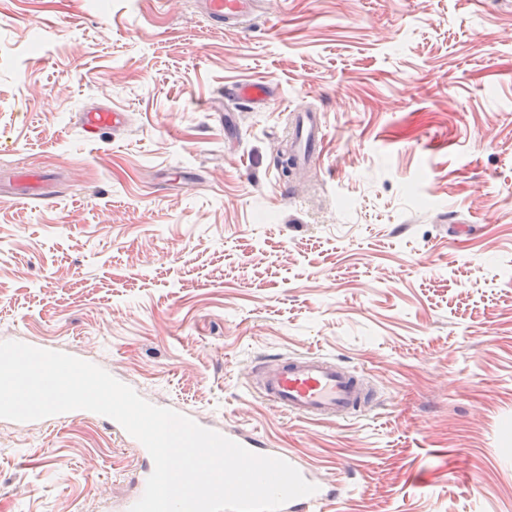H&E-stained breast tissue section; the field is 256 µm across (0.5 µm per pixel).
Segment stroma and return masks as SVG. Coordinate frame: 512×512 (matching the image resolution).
I'll use <instances>...</instances> for the list:
<instances>
[{"label":"stroma","instance_id":"obj_1","mask_svg":"<svg viewBox=\"0 0 512 512\" xmlns=\"http://www.w3.org/2000/svg\"><path fill=\"white\" fill-rule=\"evenodd\" d=\"M262 9L0 0V341L288 449L317 512H512V0ZM300 105L326 150L287 177ZM99 106L128 126L87 139ZM276 353L364 371L376 408L281 412L247 379ZM140 466L95 415L0 419V512H111ZM259 0H200L202 11L215 24L247 29L255 18ZM270 96V88L267 84L246 82L238 84L233 93V97L241 99L248 103L261 104Z\"/></svg>","mask_w":512,"mask_h":512}]
</instances>
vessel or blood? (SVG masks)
Returning <instances> with one entry per match:
<instances>
[{"instance_id":"vessel-or-blood-1","label":"vessel or blood","mask_w":512,"mask_h":512,"mask_svg":"<svg viewBox=\"0 0 512 512\" xmlns=\"http://www.w3.org/2000/svg\"><path fill=\"white\" fill-rule=\"evenodd\" d=\"M205 15L217 25L249 28L255 18L258 0H200ZM235 98L261 104L270 96L267 84L246 82L234 89ZM80 126L86 137L105 130L117 131L127 124L125 113L98 107L81 113ZM290 157L295 165L317 163L325 149L322 113L302 107L294 111L289 125ZM253 389L281 411L307 420H348L369 411L375 392L366 374L330 357L316 354L295 355L252 367ZM219 434L253 453L284 459L298 465L296 456L284 448H268L252 434L219 427ZM331 495L319 486L316 493L286 503L281 512H315Z\"/></svg>"}]
</instances>
